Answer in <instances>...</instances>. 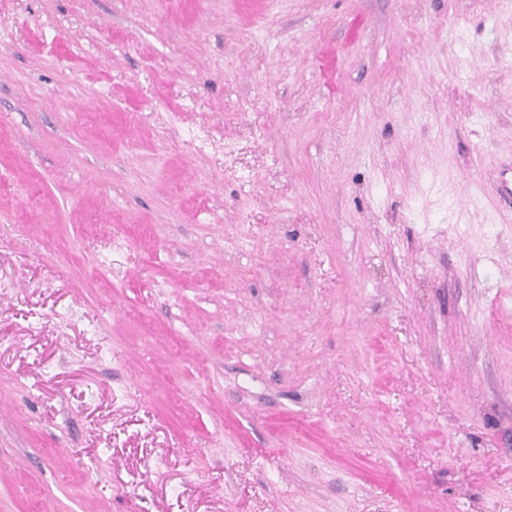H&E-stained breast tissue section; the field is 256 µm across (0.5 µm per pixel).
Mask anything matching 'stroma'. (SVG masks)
I'll return each instance as SVG.
<instances>
[{
    "label": "stroma",
    "instance_id": "35a3bbf8",
    "mask_svg": "<svg viewBox=\"0 0 512 512\" xmlns=\"http://www.w3.org/2000/svg\"><path fill=\"white\" fill-rule=\"evenodd\" d=\"M512 0H0V512H512Z\"/></svg>",
    "mask_w": 512,
    "mask_h": 512
}]
</instances>
